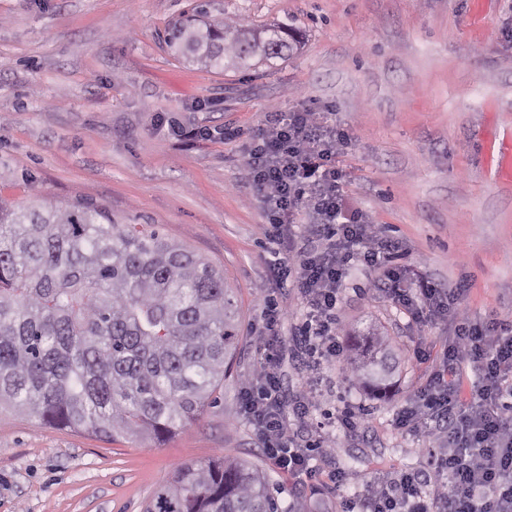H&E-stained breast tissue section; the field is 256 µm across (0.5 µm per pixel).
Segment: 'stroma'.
Wrapping results in <instances>:
<instances>
[{
	"instance_id": "stroma-1",
	"label": "stroma",
	"mask_w": 512,
	"mask_h": 512,
	"mask_svg": "<svg viewBox=\"0 0 512 512\" xmlns=\"http://www.w3.org/2000/svg\"><path fill=\"white\" fill-rule=\"evenodd\" d=\"M207 2L205 20L291 24L304 46L241 72L178 59L166 28ZM332 106L351 136L344 189L403 250L408 287L462 289L474 317L512 323V0H0V199L90 201L119 224L157 229L223 270L239 310L230 376L197 420L163 444L106 441L0 410V512H144L185 463L261 461L295 512H341L383 475L429 469L444 438L397 430L441 365L444 322H420L378 272L352 267L338 305L339 358L309 363L297 289L277 287L265 214L224 129L267 112ZM288 313L279 374L286 428L323 440V472L358 461L341 487L288 478L265 459L240 408L264 354L265 300ZM375 324L401 363L386 388L345 373L353 330ZM316 394L311 414H297ZM361 414L349 433H316L322 413Z\"/></svg>"
}]
</instances>
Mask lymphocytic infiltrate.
I'll list each match as a JSON object with an SVG mask.
<instances>
[{"instance_id": "f902f5d3", "label": "lymphocytic infiltrate", "mask_w": 512, "mask_h": 512, "mask_svg": "<svg viewBox=\"0 0 512 512\" xmlns=\"http://www.w3.org/2000/svg\"><path fill=\"white\" fill-rule=\"evenodd\" d=\"M350 135L332 113H267L263 127L243 142L244 180L262 202L264 233L287 260L277 265L280 287L298 288L306 307L301 342L316 360L341 354L336 307L344 278L356 265L378 270L394 298L415 316L451 323L440 370L417 402L395 416L397 428L432 430L448 440L421 476L397 471L361 500L346 499L342 512H512V326L471 317L457 293L431 285L407 288L395 258L398 241L378 235L343 191L336 157ZM314 221L298 227L301 210ZM318 238L319 248L300 247V233ZM261 338L265 353L254 386L241 396L242 410L263 438V453L293 479L314 478L321 445L296 444L284 425L278 375V336L286 314L266 304ZM478 377L463 392L467 371ZM447 481L443 499L423 486Z\"/></svg>"}]
</instances>
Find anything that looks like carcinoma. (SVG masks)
Masks as SVG:
<instances>
[{"label": "carcinoma", "mask_w": 512, "mask_h": 512, "mask_svg": "<svg viewBox=\"0 0 512 512\" xmlns=\"http://www.w3.org/2000/svg\"><path fill=\"white\" fill-rule=\"evenodd\" d=\"M173 52L215 69L285 59L295 28L177 21ZM238 310L224 272L141 224L98 206L12 208L0 201V407L115 441L155 443L192 423L233 364ZM350 367L385 385L391 342ZM146 512H290L259 465L185 464Z\"/></svg>", "instance_id": "obj_1"}]
</instances>
